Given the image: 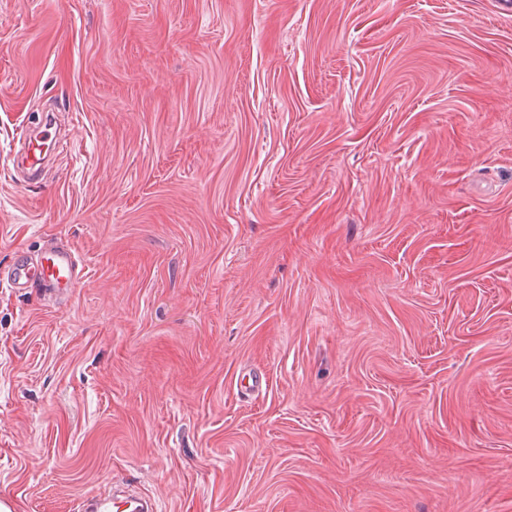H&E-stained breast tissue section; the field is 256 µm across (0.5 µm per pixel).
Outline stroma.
<instances>
[{"mask_svg":"<svg viewBox=\"0 0 512 512\" xmlns=\"http://www.w3.org/2000/svg\"><path fill=\"white\" fill-rule=\"evenodd\" d=\"M55 243L68 296L0 281L14 512H512L503 0H0V272ZM19 144L18 153L21 157L22 166L29 169H39L48 152L51 149H58L60 145L58 141L53 140L47 129L34 137L29 135L28 137L21 138Z\"/></svg>","mask_w":512,"mask_h":512,"instance_id":"obj_1","label":"stroma"}]
</instances>
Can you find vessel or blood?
Instances as JSON below:
<instances>
[{
  "label": "vessel or blood",
  "mask_w": 512,
  "mask_h": 512,
  "mask_svg": "<svg viewBox=\"0 0 512 512\" xmlns=\"http://www.w3.org/2000/svg\"><path fill=\"white\" fill-rule=\"evenodd\" d=\"M19 144L22 165L29 169L41 167L48 152L59 147L46 130L20 139ZM82 278L83 269L72 249L57 244L47 249L43 263L33 264L21 256L7 272V280L12 287L25 289L34 285L41 286L45 297L50 300L61 298L65 291L78 285Z\"/></svg>",
  "instance_id": "1"
}]
</instances>
